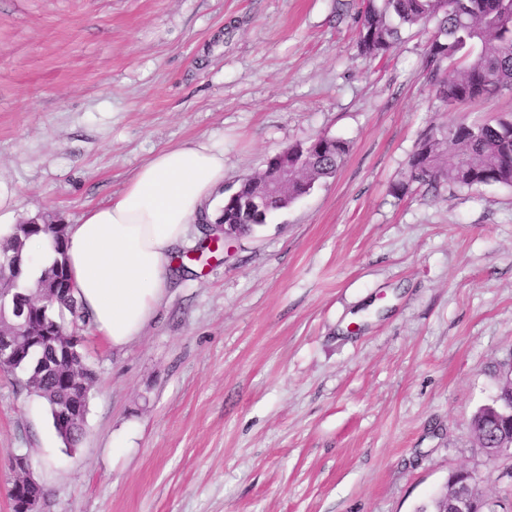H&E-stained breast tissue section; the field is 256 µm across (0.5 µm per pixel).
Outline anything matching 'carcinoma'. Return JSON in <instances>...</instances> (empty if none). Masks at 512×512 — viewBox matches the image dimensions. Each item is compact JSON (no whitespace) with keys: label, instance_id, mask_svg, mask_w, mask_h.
I'll use <instances>...</instances> for the list:
<instances>
[{"label":"carcinoma","instance_id":"cac0c4a2","mask_svg":"<svg viewBox=\"0 0 512 512\" xmlns=\"http://www.w3.org/2000/svg\"><path fill=\"white\" fill-rule=\"evenodd\" d=\"M434 25L427 53V78L443 107L462 106L479 99L512 91V0H363L358 22L357 44L362 54L384 58L402 39V32ZM462 59L461 67L442 69L445 60ZM349 151L341 139L320 137L284 150L288 163L300 160L293 177L280 185L266 200L263 210L254 209L250 199L259 186L268 182L265 169L242 179L235 195L224 198V211L215 222L238 224L249 235L265 224L269 215L287 208L309 193L322 179L335 176ZM450 188L475 185L512 187V117L483 122L462 119L441 133L428 129L420 138L408 162V183ZM48 239L55 252H64L65 234L53 224H17L13 233L0 242V258L14 267L23 266V252L34 236ZM31 310L62 323L64 313L86 321L75 297L44 310L35 303ZM69 364L58 358L51 339L44 336L22 347L15 360L0 364V372L22 373L27 392L41 399L50 415L72 401L61 375ZM495 409L481 407L471 418L472 432L482 448L495 447L497 436L512 431V424L501 419ZM448 484L470 488L474 497L486 502L468 472L448 476Z\"/></svg>","mask_w":512,"mask_h":512}]
</instances>
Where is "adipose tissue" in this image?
<instances>
[{"label":"adipose tissue","instance_id":"obj_1","mask_svg":"<svg viewBox=\"0 0 512 512\" xmlns=\"http://www.w3.org/2000/svg\"><path fill=\"white\" fill-rule=\"evenodd\" d=\"M223 185V142L164 148L107 203L68 225L74 295L113 349L133 343L154 318L190 225L223 203Z\"/></svg>","mask_w":512,"mask_h":512}]
</instances>
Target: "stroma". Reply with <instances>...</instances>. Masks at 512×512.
<instances>
[{
    "label": "stroma",
    "mask_w": 512,
    "mask_h": 512,
    "mask_svg": "<svg viewBox=\"0 0 512 512\" xmlns=\"http://www.w3.org/2000/svg\"><path fill=\"white\" fill-rule=\"evenodd\" d=\"M359 6L0 0L14 223H77L165 147L223 140L229 193L291 145L350 144L223 250L191 226L188 271L125 349L77 325L95 381L76 448L0 373V512L13 453L44 512H417L461 469L512 501V457L470 427L512 368V187L393 191L427 128L510 116L512 92L444 110L430 30L366 57Z\"/></svg>",
    "instance_id": "obj_1"
}]
</instances>
